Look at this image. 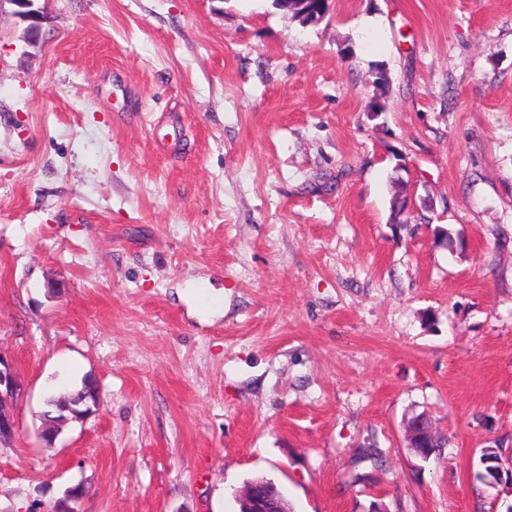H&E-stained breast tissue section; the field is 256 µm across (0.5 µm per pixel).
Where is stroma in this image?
<instances>
[{
  "label": "stroma",
  "instance_id": "stroma-1",
  "mask_svg": "<svg viewBox=\"0 0 512 512\" xmlns=\"http://www.w3.org/2000/svg\"><path fill=\"white\" fill-rule=\"evenodd\" d=\"M332 5L45 0L36 37L0 5V512H236L255 476L293 512L512 505L478 478L512 456V0ZM21 392L22 385L14 362L0 351V437L13 438L17 433L18 423L11 403Z\"/></svg>",
  "mask_w": 512,
  "mask_h": 512
}]
</instances>
